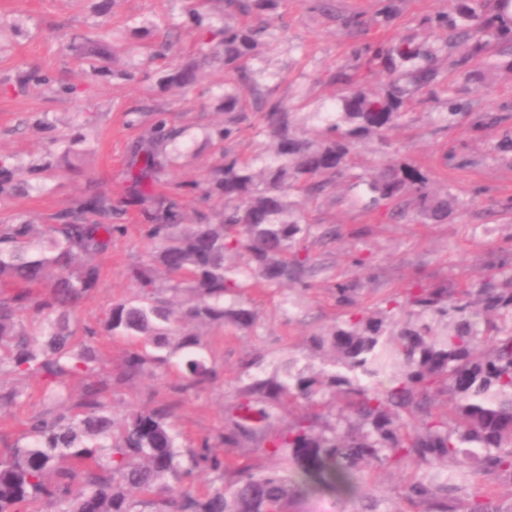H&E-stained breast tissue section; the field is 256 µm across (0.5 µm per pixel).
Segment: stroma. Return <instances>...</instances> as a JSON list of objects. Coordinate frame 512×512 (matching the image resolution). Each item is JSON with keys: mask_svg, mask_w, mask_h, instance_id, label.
Wrapping results in <instances>:
<instances>
[{"mask_svg": "<svg viewBox=\"0 0 512 512\" xmlns=\"http://www.w3.org/2000/svg\"><path fill=\"white\" fill-rule=\"evenodd\" d=\"M98 2L0 0V20L6 22L0 27V164L40 168L30 179L33 192L0 196L2 222L46 223L50 213L68 205L91 183L113 198H124L121 170L151 121L148 107L156 103L166 104L169 122L184 130L170 180H205L217 158L206 133L224 123V70L219 63L207 67L202 95L185 96L175 88L162 89L163 74L148 56L131 59L119 53L96 70L78 60L73 50L95 36L100 25L120 28L134 16L151 22L144 44L155 45L167 37L175 50L188 52L196 33L181 0H115L104 17L95 12ZM397 2L399 15L385 27L374 20L381 0H332L329 14L311 10V0H284V40L269 60L271 70L282 76L279 95L294 104H329L336 88L328 75L351 63L355 49L384 36L416 34L423 17L454 6L453 0ZM353 15L368 21L366 31L344 26V19ZM31 66L41 67L53 82L76 86V93L46 89L16 94L18 73ZM447 80L459 89L469 116L440 132L419 110L411 126L394 132L392 140L401 156L431 173L437 188L458 198L460 209L447 223L424 224L393 219L383 210L366 213L331 199L306 203L311 222L336 232L333 241L308 244L318 267L311 288L248 289L246 298L258 310L260 324L254 331L228 326L210 337L205 357L220 379L176 408L173 423L182 443L223 431L224 403L239 387L249 360L261 359L270 372L282 359L295 356L319 369L320 360L306 338L344 320L346 310L336 303L334 283L357 282L356 301L371 310L415 283L452 288L476 283L487 275L490 261L512 247V77L476 82L452 71ZM89 124L96 140L74 174L59 163L52 140L78 135ZM122 222L124 235L111 251L93 259L100 269V285L78 303L73 314L77 329L99 327L115 301L133 296L128 270L149 259L151 246L135 213ZM177 381L174 368L145 373L113 390L110 409L120 418L150 401L169 399ZM0 385L25 395L19 406L0 411V433L14 440L22 436L24 420L43 410L45 401L31 377L7 374L0 377ZM403 478V472L391 468L360 475L362 488L377 490L380 512L401 508Z\"/></svg>", "mask_w": 512, "mask_h": 512, "instance_id": "stroma-1", "label": "stroma"}]
</instances>
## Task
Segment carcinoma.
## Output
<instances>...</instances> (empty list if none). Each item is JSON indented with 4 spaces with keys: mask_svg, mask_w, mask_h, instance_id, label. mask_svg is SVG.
<instances>
[{
    "mask_svg": "<svg viewBox=\"0 0 512 512\" xmlns=\"http://www.w3.org/2000/svg\"><path fill=\"white\" fill-rule=\"evenodd\" d=\"M512 0H455L453 13L437 12L415 36L367 43L352 63L329 74L337 87L333 104L301 114L278 95L279 74L266 68L277 50L281 0H184L200 41L197 59L156 52L166 75L163 87L183 94L203 80L211 62L224 66V126L207 133L219 145L220 161L206 183L167 182L175 165L168 150L183 133L168 124L160 105L156 120L131 151L122 175L127 196L90 186L51 216L50 224H0V347L9 350L10 372L38 379L50 407L31 415L25 442L0 452V512L30 506L41 512H286L293 499L330 495L361 501L360 512H378L376 498L359 492L360 466L408 472L400 498L409 512H460L458 483L483 479L465 512H488L484 487L512 480V273L497 270L471 286L414 285L374 311L357 307L356 285L339 281L336 303L347 319L308 338L326 368L314 372L290 358L267 374L259 362L240 378L233 403L224 408V431L194 446L179 443L174 406L159 401L117 422L108 394L142 373L176 364L189 395L214 385L205 337L186 323L253 331L259 314L244 299L258 285L276 289L292 281L309 287L316 266L306 248L311 237L334 233L302 214V199L330 197L345 178L351 206L426 223L448 218L456 201L433 188L429 174L393 155L372 172L356 171L353 150L391 147L390 133L409 122L417 105L443 104L437 121L460 123L463 106L441 98L443 66L473 60L481 78L512 75V20L501 6ZM218 11L224 24H204ZM142 27L128 24L126 39L107 48L106 31L92 51H140ZM51 83L35 66L16 79L27 90ZM266 135L272 147L238 152L240 138ZM92 134L66 140V167H79L74 146ZM32 167L0 165V195L31 187ZM196 195L202 207L184 223L183 200ZM222 202L213 212L208 202ZM140 207L141 232L153 245L147 263L129 270L133 297L112 304L100 330L79 336L70 327L74 304L98 286L99 269L78 264L112 249L125 225L112 219ZM162 269L173 277L163 285ZM188 292L186 309L169 294ZM41 317L32 337L20 312ZM134 340L114 375L97 371V334ZM83 381L73 395L67 380ZM335 405L328 419L305 413L275 427L282 398ZM254 446L275 459L259 467L235 453ZM455 461L457 474L439 470ZM211 475L201 495L190 482Z\"/></svg>",
    "mask_w": 512,
    "mask_h": 512,
    "instance_id": "cac0c4a2",
    "label": "carcinoma"
}]
</instances>
